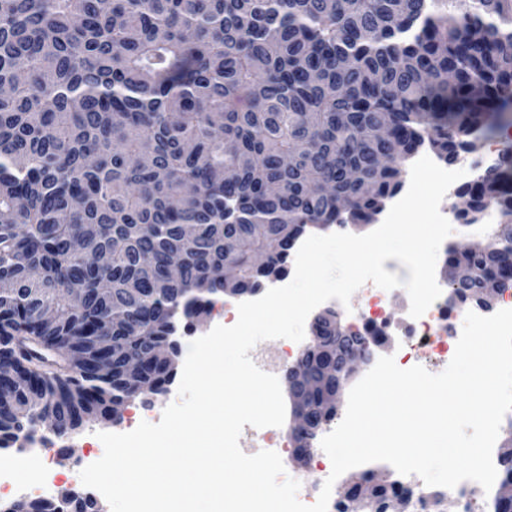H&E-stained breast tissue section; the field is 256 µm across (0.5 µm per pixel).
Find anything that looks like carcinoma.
<instances>
[{"label":"carcinoma","instance_id":"obj_1","mask_svg":"<svg viewBox=\"0 0 512 512\" xmlns=\"http://www.w3.org/2000/svg\"><path fill=\"white\" fill-rule=\"evenodd\" d=\"M0 87V436L70 435L165 393L179 327L284 274L297 235L371 223L421 149L451 165L512 125V0H0ZM456 196L500 215L448 252L469 304L512 286V153ZM382 476L351 493L409 508Z\"/></svg>","mask_w":512,"mask_h":512}]
</instances>
